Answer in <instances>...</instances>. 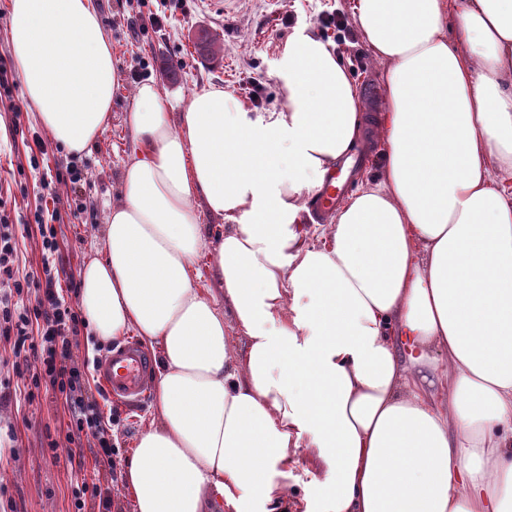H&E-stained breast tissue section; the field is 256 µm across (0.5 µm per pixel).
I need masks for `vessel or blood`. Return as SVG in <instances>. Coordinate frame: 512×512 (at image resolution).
<instances>
[{
  "mask_svg": "<svg viewBox=\"0 0 512 512\" xmlns=\"http://www.w3.org/2000/svg\"><path fill=\"white\" fill-rule=\"evenodd\" d=\"M338 179L335 173L326 177L317 199V208L321 213L335 211L345 193L346 187L339 184ZM151 372V359L132 343L112 348L98 364L101 385L107 396L124 402L141 400Z\"/></svg>",
  "mask_w": 512,
  "mask_h": 512,
  "instance_id": "1",
  "label": "vessel or blood"
}]
</instances>
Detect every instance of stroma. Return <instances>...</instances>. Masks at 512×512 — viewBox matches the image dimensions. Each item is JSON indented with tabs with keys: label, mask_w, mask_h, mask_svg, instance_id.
<instances>
[{
	"label": "stroma",
	"mask_w": 512,
	"mask_h": 512,
	"mask_svg": "<svg viewBox=\"0 0 512 512\" xmlns=\"http://www.w3.org/2000/svg\"><path fill=\"white\" fill-rule=\"evenodd\" d=\"M150 0L164 16L162 27L134 26L137 0H96L112 39L121 85L112 99L107 130L89 152L75 156L55 141L28 103L22 81L0 98V209L13 225L16 279L41 267L43 238L38 222L53 223L60 251L61 286L76 303L81 267L97 255L102 226L121 198V169L133 141L127 115L137 87L154 81L171 114L205 85L223 88L248 111L275 112L287 93L278 76L281 55L299 31L329 42L347 67L370 115L383 105L382 69L352 22L350 0ZM46 154L30 155L33 138ZM14 337L0 335V512H74L80 486L66 460L48 458L47 443L65 429L63 395L34 388L33 362L14 353ZM86 389L109 415L112 468L87 461L89 478L112 490L111 512H134L120 473L134 442L154 413L152 403L135 411L100 400L101 384L87 371ZM288 512H318L325 483L323 467L303 449L288 462Z\"/></svg>",
	"instance_id": "35a3bbf8"
}]
</instances>
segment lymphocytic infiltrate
Segmentation results:
<instances>
[{
  "label": "lymphocytic infiltrate",
  "instance_id": "lymphocytic-infiltrate-1",
  "mask_svg": "<svg viewBox=\"0 0 512 512\" xmlns=\"http://www.w3.org/2000/svg\"><path fill=\"white\" fill-rule=\"evenodd\" d=\"M43 258L41 273L26 281L15 280L9 258L14 236L7 217H0V281L12 282L16 292L32 288L37 298L35 314L26 309L0 308V330L16 333L19 344L27 345L39 364V374L48 388L64 393L70 421L63 441L48 444L50 457H57L59 446H66L67 459L83 468V441L93 439L96 463L111 465L112 443L96 402L90 401L84 385L85 365L73 352L78 334V317L58 287L56 254L59 245L52 225H41Z\"/></svg>",
  "mask_w": 512,
  "mask_h": 512
}]
</instances>
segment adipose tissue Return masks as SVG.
<instances>
[{"instance_id": "1", "label": "adipose tissue", "mask_w": 512, "mask_h": 512, "mask_svg": "<svg viewBox=\"0 0 512 512\" xmlns=\"http://www.w3.org/2000/svg\"><path fill=\"white\" fill-rule=\"evenodd\" d=\"M383 70L377 179L296 231L364 139L336 52L290 37L277 112L198 89L179 119L137 88L122 194L82 268L98 339L159 355L157 421L123 470L135 512H286L288 460L326 469L321 512H512V0H353ZM25 94L74 155L119 75L94 0H9ZM230 222L216 244L203 214ZM209 252L238 330L195 288Z\"/></svg>"}]
</instances>
